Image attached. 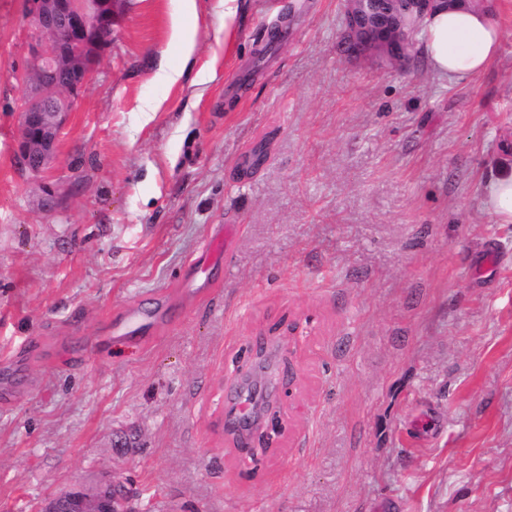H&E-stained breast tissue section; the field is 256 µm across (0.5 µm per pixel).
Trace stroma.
<instances>
[{
  "instance_id": "35a3bbf8",
  "label": "stroma",
  "mask_w": 512,
  "mask_h": 512,
  "mask_svg": "<svg viewBox=\"0 0 512 512\" xmlns=\"http://www.w3.org/2000/svg\"><path fill=\"white\" fill-rule=\"evenodd\" d=\"M289 2L244 0L228 39L197 0L186 65L170 0H128L35 176L32 30L0 0V512L106 479L135 512H512V224L486 206L512 173V0L457 81L346 57L347 0H302L258 58ZM130 305L156 333L102 341ZM261 342L285 433L255 468L221 426Z\"/></svg>"
}]
</instances>
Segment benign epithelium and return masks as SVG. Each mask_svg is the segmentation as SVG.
<instances>
[{
  "label": "benign epithelium",
  "instance_id": "benign-epithelium-1",
  "mask_svg": "<svg viewBox=\"0 0 512 512\" xmlns=\"http://www.w3.org/2000/svg\"><path fill=\"white\" fill-rule=\"evenodd\" d=\"M127 0H26L32 26L30 53L22 80L16 158L33 175L44 173L56 155L59 134L73 103L93 79L101 55L112 45L114 26ZM436 0H348L343 43L353 56L378 51L407 65L419 25ZM278 400L268 398L266 424L252 426L227 415L234 433L249 430L248 458L253 465L272 450L282 432ZM41 512H124L112 483L100 486L93 503L85 492L70 490L48 498Z\"/></svg>",
  "mask_w": 512,
  "mask_h": 512
}]
</instances>
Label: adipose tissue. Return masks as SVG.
Returning a JSON list of instances; mask_svg holds the SVG:
<instances>
[{"label":"adipose tissue","mask_w":512,"mask_h":512,"mask_svg":"<svg viewBox=\"0 0 512 512\" xmlns=\"http://www.w3.org/2000/svg\"><path fill=\"white\" fill-rule=\"evenodd\" d=\"M425 63L434 74L451 80L471 78L496 58L504 31L486 6L444 5L427 15L418 34Z\"/></svg>","instance_id":"obj_1"}]
</instances>
